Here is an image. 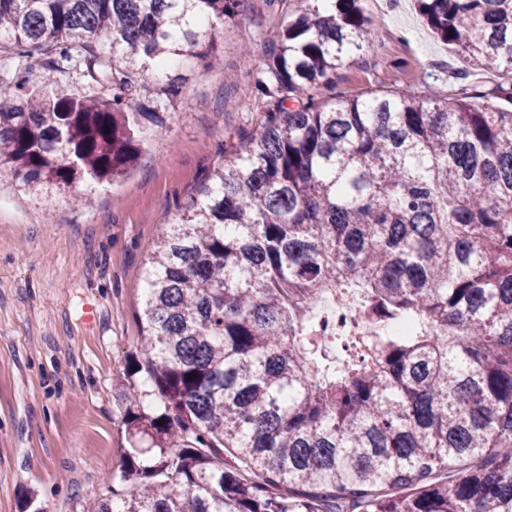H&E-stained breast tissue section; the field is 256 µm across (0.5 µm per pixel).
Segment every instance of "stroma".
I'll return each instance as SVG.
<instances>
[{
	"label": "stroma",
	"instance_id": "stroma-1",
	"mask_svg": "<svg viewBox=\"0 0 512 512\" xmlns=\"http://www.w3.org/2000/svg\"><path fill=\"white\" fill-rule=\"evenodd\" d=\"M373 22L366 48L336 72L350 98L454 94L506 83L503 70L457 77L456 52L437 40L412 0H359ZM307 0H245L207 32L224 65L174 66L179 94L140 129L141 152L122 177L31 195L0 170V512H87L117 481L128 448L123 373L140 327L142 270L177 209L260 120L253 80L266 35ZM95 318L86 321L85 308Z\"/></svg>",
	"mask_w": 512,
	"mask_h": 512
}]
</instances>
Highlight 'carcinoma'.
<instances>
[{
    "label": "carcinoma",
    "instance_id": "carcinoma-1",
    "mask_svg": "<svg viewBox=\"0 0 512 512\" xmlns=\"http://www.w3.org/2000/svg\"><path fill=\"white\" fill-rule=\"evenodd\" d=\"M312 2L269 40L260 122L144 263L123 492L93 512H512V108L337 94L371 22ZM416 2L461 78L512 74V0ZM242 3L0 0V168L31 190L126 173L177 92L168 60L213 69L202 26ZM76 69L92 93L56 79ZM336 288L370 339L325 329Z\"/></svg>",
    "mask_w": 512,
    "mask_h": 512
}]
</instances>
